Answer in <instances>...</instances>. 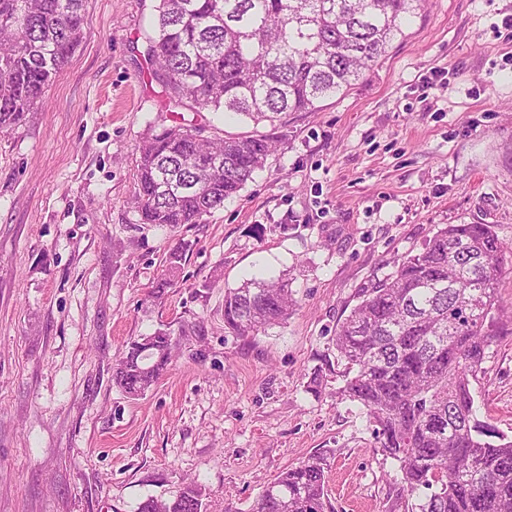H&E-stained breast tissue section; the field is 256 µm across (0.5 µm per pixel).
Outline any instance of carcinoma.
I'll use <instances>...</instances> for the list:
<instances>
[{"label":"carcinoma","instance_id":"1","mask_svg":"<svg viewBox=\"0 0 512 512\" xmlns=\"http://www.w3.org/2000/svg\"><path fill=\"white\" fill-rule=\"evenodd\" d=\"M84 0H0V133L40 104L82 39ZM425 0H157L146 35L149 76L168 108L242 115L246 135L203 136L185 121L139 146L140 223L197 224L262 169L278 141L258 130L342 96L405 37ZM502 242L489 224H447L361 290L336 328L337 394L360 404L373 451L398 464L386 512H512V439L473 417L470 376L493 331ZM296 306L289 279L224 291V333L255 336ZM172 356L170 333L129 341L115 384L138 397ZM326 458L283 472L252 512H332ZM138 512H203L190 483Z\"/></svg>","mask_w":512,"mask_h":512}]
</instances>
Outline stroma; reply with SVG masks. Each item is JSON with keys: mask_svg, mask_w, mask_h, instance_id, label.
<instances>
[{"mask_svg": "<svg viewBox=\"0 0 512 512\" xmlns=\"http://www.w3.org/2000/svg\"><path fill=\"white\" fill-rule=\"evenodd\" d=\"M153 5L86 0L43 105L0 133V512H137L190 482L207 512H250L325 449L333 512H386L397 466L337 395L332 338L444 224L492 225L505 247L471 391L476 419L512 438V0H427L345 96L283 118L238 197L174 228L132 207L138 146L172 123L148 79ZM282 274L296 310L225 335V289ZM159 329L172 361L129 398L113 367Z\"/></svg>", "mask_w": 512, "mask_h": 512, "instance_id": "35a3bbf8", "label": "stroma"}]
</instances>
